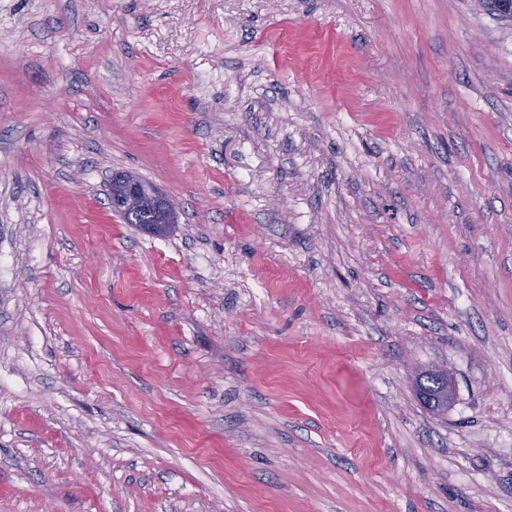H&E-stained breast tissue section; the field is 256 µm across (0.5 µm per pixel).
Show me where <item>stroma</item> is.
<instances>
[{"label":"stroma","instance_id":"1","mask_svg":"<svg viewBox=\"0 0 512 512\" xmlns=\"http://www.w3.org/2000/svg\"><path fill=\"white\" fill-rule=\"evenodd\" d=\"M0 512H512V19L0 0ZM112 207H120L125 210L127 206L136 203L139 199H146L153 209L164 210L168 215L172 210L173 203L162 193L153 189L147 190L140 181L131 175L120 174L112 178ZM143 209L133 215H120L127 224H139L138 226L148 229L149 224L158 222L154 210Z\"/></svg>","mask_w":512,"mask_h":512}]
</instances>
